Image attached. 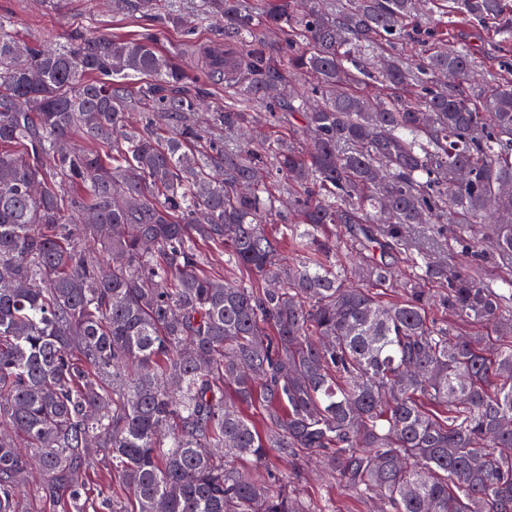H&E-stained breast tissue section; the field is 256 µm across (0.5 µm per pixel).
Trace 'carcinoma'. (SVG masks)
<instances>
[{
	"label": "carcinoma",
	"mask_w": 512,
	"mask_h": 512,
	"mask_svg": "<svg viewBox=\"0 0 512 512\" xmlns=\"http://www.w3.org/2000/svg\"><path fill=\"white\" fill-rule=\"evenodd\" d=\"M164 11L224 22L206 122L155 38L0 18V512L35 468L57 512H336L276 466L310 459L379 512H512V64L477 93L448 42L511 46L512 0ZM448 39L458 40L468 43L475 51L482 65L495 67L498 59L497 55L507 54L508 61L512 59V46L509 51L498 52L494 41L489 38L483 27L470 22H459L453 28L448 30Z\"/></svg>",
	"instance_id": "obj_1"
}]
</instances>
